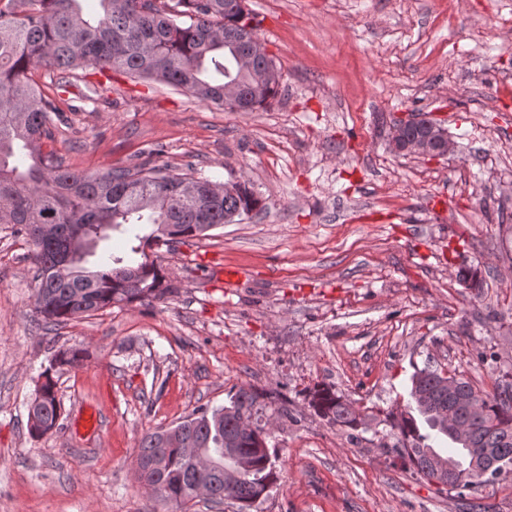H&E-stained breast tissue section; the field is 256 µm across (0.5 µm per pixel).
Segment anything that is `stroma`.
<instances>
[{
	"mask_svg": "<svg viewBox=\"0 0 512 512\" xmlns=\"http://www.w3.org/2000/svg\"><path fill=\"white\" fill-rule=\"evenodd\" d=\"M282 78L234 112L113 73L98 100L33 78L63 119L50 149L95 173L146 159L250 183L252 218L149 250L177 291L46 330L22 237L0 224V512H173L137 479L142 436L218 408L237 387L288 401L267 444L277 480L251 512H463L395 463L390 414L426 362L491 390L512 364V0H248ZM440 120L453 155L393 153L390 125ZM482 271L474 292L460 267ZM243 278L226 285L224 271ZM54 369L62 414L31 438ZM496 361H489V353ZM325 383L368 414L316 416Z\"/></svg>",
	"mask_w": 512,
	"mask_h": 512,
	"instance_id": "stroma-1",
	"label": "stroma"
}]
</instances>
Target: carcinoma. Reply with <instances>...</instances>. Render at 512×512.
I'll use <instances>...</instances> for the list:
<instances>
[{"instance_id": "1", "label": "carcinoma", "mask_w": 512, "mask_h": 512, "mask_svg": "<svg viewBox=\"0 0 512 512\" xmlns=\"http://www.w3.org/2000/svg\"><path fill=\"white\" fill-rule=\"evenodd\" d=\"M83 0H5L0 5V224H11L33 246L36 289L34 306L47 329L104 310L114 304L175 292L145 248L199 238L208 232L264 210L262 199L244 183L234 192L212 187L193 173H175L150 160L111 166L97 173L71 171L53 151L50 125L58 115L55 101L31 78L43 69L61 87L78 68L119 71L133 77L179 87L197 99L233 106L224 87L239 92L244 111L254 112L279 94L280 74L272 58L252 53L254 34L241 27L246 0H97L99 13L87 16ZM171 226L168 235L158 225ZM148 226L134 235L138 244L123 255L110 254L87 266L106 231ZM72 267L62 265L69 253ZM440 369H415L405 415L392 421L399 457L409 470L429 480L437 460L453 461L463 473L445 491L461 497L483 483L464 461L468 444L457 441L444 417L467 427L478 448L489 450L487 462L512 470V370L499 369L490 391L476 389L459 376L455 396L442 389ZM38 390L37 418L56 425L60 402L50 370ZM271 395L240 388L222 408L201 407L168 428L167 447L160 430L140 441L139 459L161 457L148 475L154 494L186 512L195 473L184 451L189 444L210 464L211 499H226L248 512L276 480L267 448L263 418ZM310 406L328 422L347 431L365 424L367 415L328 386L312 392ZM434 437L455 447L440 452ZM250 469L231 489L224 473L240 461Z\"/></svg>"}]
</instances>
